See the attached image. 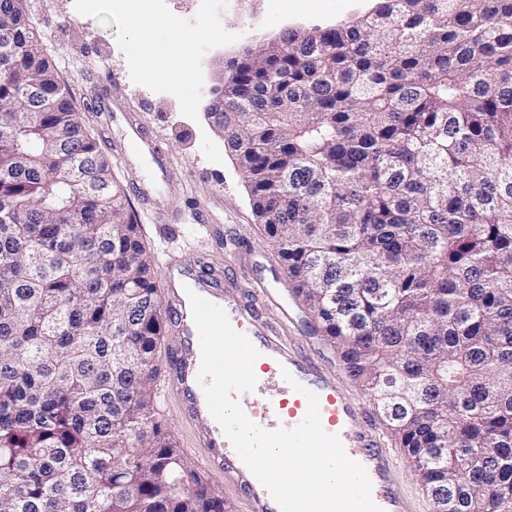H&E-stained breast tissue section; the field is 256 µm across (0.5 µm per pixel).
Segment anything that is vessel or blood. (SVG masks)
Listing matches in <instances>:
<instances>
[{"mask_svg": "<svg viewBox=\"0 0 512 512\" xmlns=\"http://www.w3.org/2000/svg\"><path fill=\"white\" fill-rule=\"evenodd\" d=\"M124 121V159L145 156L152 160L158 173H166L169 157L160 141L147 136L134 116H125ZM163 279L169 298V320L177 336L164 391L179 402L184 421L194 427L196 446L204 464L215 468L226 484L246 491L249 512L280 510L208 410L197 382L201 350L187 296L191 290L221 306L232 327L260 353L254 365L256 398L241 405L246 417L269 431L295 427L307 413L306 391L315 392L323 430L338 436L346 455L365 466L375 504L382 512H413L411 501L394 488L393 452L381 447L359 407L342 395L335 379L327 376L295 343L280 335L278 328L289 321L290 314L266 284L256 282L253 289L239 294L233 290L231 277L205 273L201 261L178 255L165 260ZM269 310L276 311L277 323L268 322L265 313ZM296 382L305 386V393L293 390Z\"/></svg>", "mask_w": 512, "mask_h": 512, "instance_id": "obj_1", "label": "vessel or blood"}]
</instances>
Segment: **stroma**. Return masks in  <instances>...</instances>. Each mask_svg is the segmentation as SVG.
<instances>
[{"label": "stroma", "mask_w": 512, "mask_h": 512, "mask_svg": "<svg viewBox=\"0 0 512 512\" xmlns=\"http://www.w3.org/2000/svg\"><path fill=\"white\" fill-rule=\"evenodd\" d=\"M194 5L195 0H147L146 9L134 18L113 7L111 0H97L81 25L70 26L66 20L79 9L80 0H22L44 55L69 88L81 123L111 158L123 187L137 177L150 181L157 176L148 162L123 159L118 148L122 128L100 111L98 90H111L114 112L135 113L147 134L168 144L169 173L157 179L171 222L160 221L142 198H130L154 256L195 255L218 273L235 264L242 285L263 281L294 312L287 335L315 355L347 397L360 402L368 423L379 424L377 411L346 377L334 348L312 331V317L292 292L275 244L257 223L238 167L204 116L218 60L287 27L336 23L367 10L371 2L224 0L223 12L209 20L194 18ZM216 27L224 35L219 43L210 40ZM134 30L140 33L136 42L130 38ZM160 414L197 474L218 489L234 512H248L244 494L202 467L178 403H168Z\"/></svg>", "instance_id": "1"}]
</instances>
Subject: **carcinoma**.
I'll list each match as a JSON object with an SVG mask.
<instances>
[{"label": "carcinoma", "mask_w": 512, "mask_h": 512, "mask_svg": "<svg viewBox=\"0 0 512 512\" xmlns=\"http://www.w3.org/2000/svg\"><path fill=\"white\" fill-rule=\"evenodd\" d=\"M0 67V512H229L159 419L155 257L54 69ZM37 84L57 112H13ZM211 118L437 512H512V0H373L227 63ZM98 184L92 195L70 158Z\"/></svg>", "instance_id": "carcinoma-1"}]
</instances>
